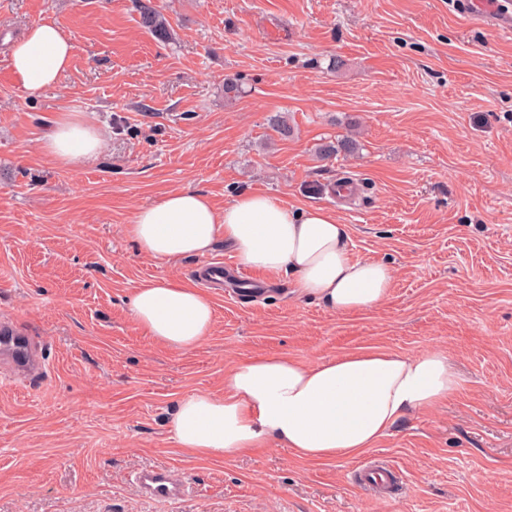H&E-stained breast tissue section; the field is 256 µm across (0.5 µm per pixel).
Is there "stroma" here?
<instances>
[{
  "mask_svg": "<svg viewBox=\"0 0 512 512\" xmlns=\"http://www.w3.org/2000/svg\"><path fill=\"white\" fill-rule=\"evenodd\" d=\"M152 2L170 41L140 26L133 0H0V322L48 364L37 382L0 357V512H512V37L450 0ZM43 18L75 55L30 97L9 50ZM64 112L104 134L75 170L40 149ZM340 135L354 155L316 157ZM344 180L357 197L337 195ZM187 186L220 208L260 191L335 210L354 257L394 268L388 299L335 314L268 276L256 301L209 289L216 324L199 347L158 343L130 316L132 291L192 281L198 261L158 262L125 228ZM361 348L447 352L461 386L360 458L268 447L201 460L171 438L181 398L223 394L234 364ZM365 461L393 466L398 485L360 489ZM147 466L191 492L145 497L131 475Z\"/></svg>",
  "mask_w": 512,
  "mask_h": 512,
  "instance_id": "1",
  "label": "stroma"
}]
</instances>
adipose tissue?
<instances>
[{
	"label": "adipose tissue",
	"instance_id": "obj_1",
	"mask_svg": "<svg viewBox=\"0 0 512 512\" xmlns=\"http://www.w3.org/2000/svg\"><path fill=\"white\" fill-rule=\"evenodd\" d=\"M75 46L52 20L31 23L10 52L12 74L31 96L56 85ZM102 134L93 121L67 112L40 139L57 165L75 169L96 156ZM127 234L141 252L166 263L208 255L230 242L238 264L271 275L289 274L299 294L346 314L378 309L394 272L385 262L350 252L348 225L324 207L297 209L251 191L216 208L187 187L139 208ZM130 313L164 346L192 350L211 336L215 311L199 288L163 278L139 283ZM461 379L446 353L404 355L364 348L310 366L282 355H262L229 368L224 393L183 398L170 432L178 447L208 459H232L274 444L309 460L364 454L402 417L448 400Z\"/></svg>",
	"mask_w": 512,
	"mask_h": 512
}]
</instances>
